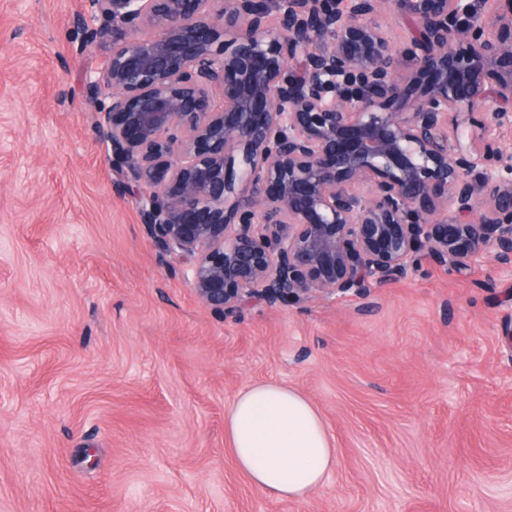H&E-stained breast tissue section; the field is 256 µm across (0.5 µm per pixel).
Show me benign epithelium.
Wrapping results in <instances>:
<instances>
[{"mask_svg": "<svg viewBox=\"0 0 512 512\" xmlns=\"http://www.w3.org/2000/svg\"><path fill=\"white\" fill-rule=\"evenodd\" d=\"M83 0L95 130L225 316L512 269V0ZM406 23L400 44L376 22ZM418 65L404 70L406 60ZM479 114L480 134L466 125Z\"/></svg>", "mask_w": 512, "mask_h": 512, "instance_id": "obj_1", "label": "benign epithelium"}]
</instances>
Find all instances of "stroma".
I'll list each match as a JSON object with an SVG mask.
<instances>
[{"mask_svg":"<svg viewBox=\"0 0 512 512\" xmlns=\"http://www.w3.org/2000/svg\"><path fill=\"white\" fill-rule=\"evenodd\" d=\"M81 0H0V512H512V276L421 259L364 295L226 317L96 136ZM302 392L336 465L254 489L224 414Z\"/></svg>","mask_w":512,"mask_h":512,"instance_id":"1","label":"stroma"}]
</instances>
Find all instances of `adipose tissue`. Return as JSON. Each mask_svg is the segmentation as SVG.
I'll list each match as a JSON object with an SVG mask.
<instances>
[{
  "label": "adipose tissue",
  "mask_w": 512,
  "mask_h": 512,
  "mask_svg": "<svg viewBox=\"0 0 512 512\" xmlns=\"http://www.w3.org/2000/svg\"><path fill=\"white\" fill-rule=\"evenodd\" d=\"M224 428L237 470L253 488L281 498L305 497L336 464L332 438L316 409L283 385L242 390Z\"/></svg>",
  "instance_id": "ef3b65f1"
}]
</instances>
